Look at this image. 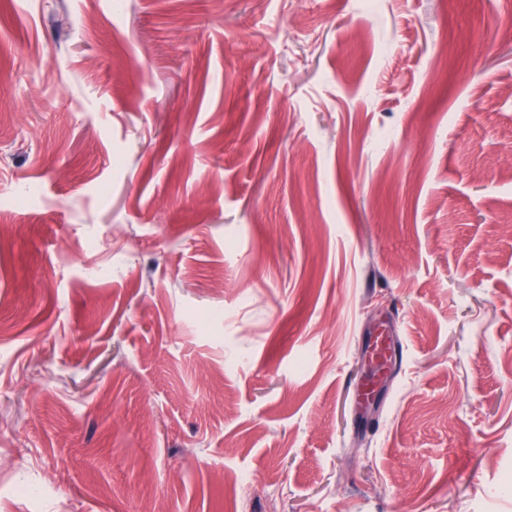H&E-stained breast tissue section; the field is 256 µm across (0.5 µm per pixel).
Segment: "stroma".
<instances>
[{
  "mask_svg": "<svg viewBox=\"0 0 512 512\" xmlns=\"http://www.w3.org/2000/svg\"><path fill=\"white\" fill-rule=\"evenodd\" d=\"M492 15L0 0V512H512ZM369 356L371 361L377 365H384L391 362L396 357V351L392 347L390 339L383 334H379L368 345Z\"/></svg>",
  "mask_w": 512,
  "mask_h": 512,
  "instance_id": "35a3bbf8",
  "label": "stroma"
}]
</instances>
